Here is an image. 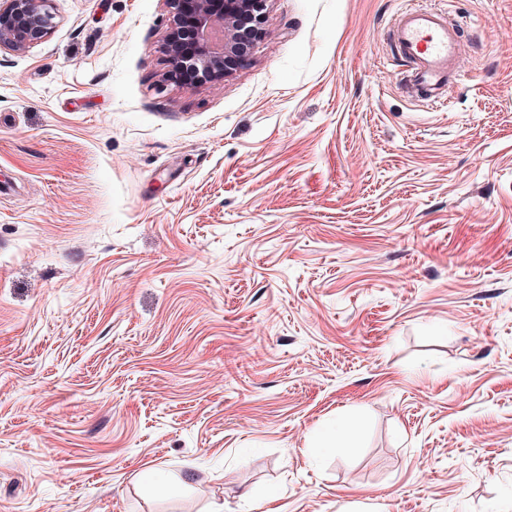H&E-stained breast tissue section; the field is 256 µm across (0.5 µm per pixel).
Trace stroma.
<instances>
[{
    "label": "stroma",
    "mask_w": 512,
    "mask_h": 512,
    "mask_svg": "<svg viewBox=\"0 0 512 512\" xmlns=\"http://www.w3.org/2000/svg\"><path fill=\"white\" fill-rule=\"evenodd\" d=\"M50 7L0 49V512H512V0H269L190 87L163 0ZM395 42L400 57L413 65L411 76L418 92L432 96L448 85L458 41L445 13L422 8L403 11ZM356 434V421L353 419L345 420L337 423L335 427H327L319 432V446L315 448H323L325 450L348 448L349 443L355 438Z\"/></svg>",
    "instance_id": "35a3bbf8"
}]
</instances>
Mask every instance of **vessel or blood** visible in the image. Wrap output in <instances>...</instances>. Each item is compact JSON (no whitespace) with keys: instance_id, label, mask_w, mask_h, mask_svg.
<instances>
[{"instance_id":"1","label":"vessel or blood","mask_w":512,"mask_h":512,"mask_svg":"<svg viewBox=\"0 0 512 512\" xmlns=\"http://www.w3.org/2000/svg\"><path fill=\"white\" fill-rule=\"evenodd\" d=\"M395 42L399 55L412 65L415 89L429 96L446 86L458 41L438 10L410 8L403 11Z\"/></svg>"}]
</instances>
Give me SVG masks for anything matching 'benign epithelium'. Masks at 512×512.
<instances>
[{
  "label": "benign epithelium",
  "instance_id": "1",
  "mask_svg": "<svg viewBox=\"0 0 512 512\" xmlns=\"http://www.w3.org/2000/svg\"><path fill=\"white\" fill-rule=\"evenodd\" d=\"M50 0H3L0 48L20 52L54 27ZM172 21L165 52L172 70L189 68L222 80L246 64L262 33L268 0H164Z\"/></svg>",
  "mask_w": 512,
  "mask_h": 512
}]
</instances>
